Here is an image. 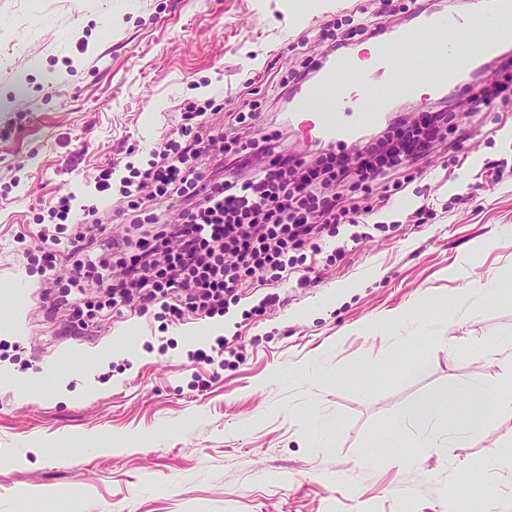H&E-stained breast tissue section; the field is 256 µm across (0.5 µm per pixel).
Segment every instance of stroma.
<instances>
[{
  "instance_id": "35a3bbf8",
  "label": "stroma",
  "mask_w": 512,
  "mask_h": 512,
  "mask_svg": "<svg viewBox=\"0 0 512 512\" xmlns=\"http://www.w3.org/2000/svg\"><path fill=\"white\" fill-rule=\"evenodd\" d=\"M110 2L0 0V512H512L494 406L464 446L408 429L401 460L376 447L433 392L512 388V298L460 294L472 270L512 289V138L469 109L485 75L452 94L456 149L435 144L386 207L302 248L311 283L279 282L275 310L252 315L258 290L213 320L152 306L76 334L16 234L61 195L110 208L94 169L145 163L184 100L222 123L246 92L275 96L299 36L360 20L354 0L303 17L296 0H118V19ZM422 206L433 218L409 223ZM219 337L223 371L189 363ZM26 373L45 376L37 398L15 389Z\"/></svg>"
}]
</instances>
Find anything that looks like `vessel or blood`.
Segmentation results:
<instances>
[{
  "label": "vessel or blood",
  "instance_id": "b4317fda",
  "mask_svg": "<svg viewBox=\"0 0 512 512\" xmlns=\"http://www.w3.org/2000/svg\"><path fill=\"white\" fill-rule=\"evenodd\" d=\"M505 13H512V0H470L464 13L422 11L412 27H383L369 47L322 58L314 79L291 98L289 119L301 128L306 147L327 140L356 144L362 128L388 109L394 86L417 95L416 84L400 81L406 71L426 66L437 95L464 86L483 59L512 42L499 28Z\"/></svg>",
  "mask_w": 512,
  "mask_h": 512
}]
</instances>
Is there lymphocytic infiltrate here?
<instances>
[{
    "label": "lymphocytic infiltrate",
    "mask_w": 512,
    "mask_h": 512,
    "mask_svg": "<svg viewBox=\"0 0 512 512\" xmlns=\"http://www.w3.org/2000/svg\"><path fill=\"white\" fill-rule=\"evenodd\" d=\"M380 30L379 24L368 21L347 30L327 22L313 49L281 76L277 102L242 100L229 112L225 131H217L212 123L211 100L182 104L178 138L153 151L146 167L128 166L127 176L121 178L112 164L92 174L96 192L116 194L113 211L74 223L73 195L51 203L50 218L72 225L69 245L48 249L50 236L42 229L35 251L41 252L48 274L72 266L71 287L98 293L85 307L71 306L66 298L59 300V307H71L73 319L79 320L95 318L107 308L118 312L134 305L143 311L158 305L180 325L224 316L229 303L240 302L255 286L266 294L253 314L277 305L279 296L268 286L295 276L294 251L308 245L321 252L322 241L335 236L339 225H357L369 214L354 191L382 185L380 202L388 204L412 180V165L426 156L421 139L444 142L455 132L441 104L411 120L395 118L384 138L365 146L353 160L331 144L319 145L310 160L291 155L288 127L274 120L264 121L260 138L237 135L238 127L263 121L264 112L288 103L295 89L315 73L316 56L347 50ZM176 205L182 208L179 224L165 217ZM116 215L133 225L137 235L113 240L115 264L121 270L113 277L100 272L84 251Z\"/></svg>",
    "instance_id": "lymphocytic-infiltrate-1"
}]
</instances>
